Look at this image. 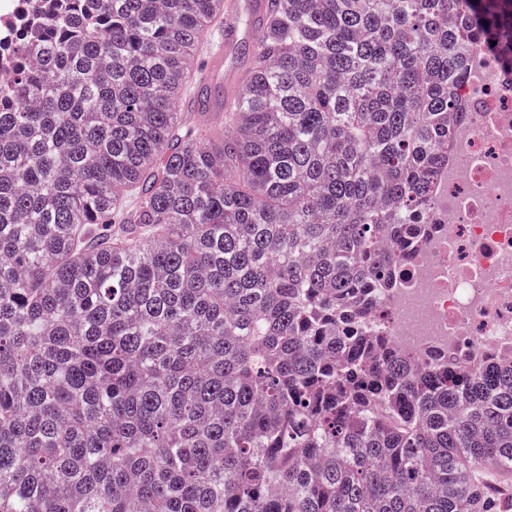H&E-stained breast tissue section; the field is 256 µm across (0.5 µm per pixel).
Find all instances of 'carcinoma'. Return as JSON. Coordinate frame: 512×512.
<instances>
[{"label": "carcinoma", "mask_w": 512, "mask_h": 512, "mask_svg": "<svg viewBox=\"0 0 512 512\" xmlns=\"http://www.w3.org/2000/svg\"><path fill=\"white\" fill-rule=\"evenodd\" d=\"M224 139L216 0L0 19V512H512V362L356 320L424 244L512 0H272Z\"/></svg>", "instance_id": "obj_1"}]
</instances>
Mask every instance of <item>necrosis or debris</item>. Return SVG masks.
Listing matches in <instances>:
<instances>
[{
	"label": "necrosis or debris",
	"instance_id": "necrosis-or-debris-1",
	"mask_svg": "<svg viewBox=\"0 0 512 512\" xmlns=\"http://www.w3.org/2000/svg\"><path fill=\"white\" fill-rule=\"evenodd\" d=\"M469 71L425 243L368 316L423 358L512 354V67L475 53Z\"/></svg>",
	"mask_w": 512,
	"mask_h": 512
}]
</instances>
